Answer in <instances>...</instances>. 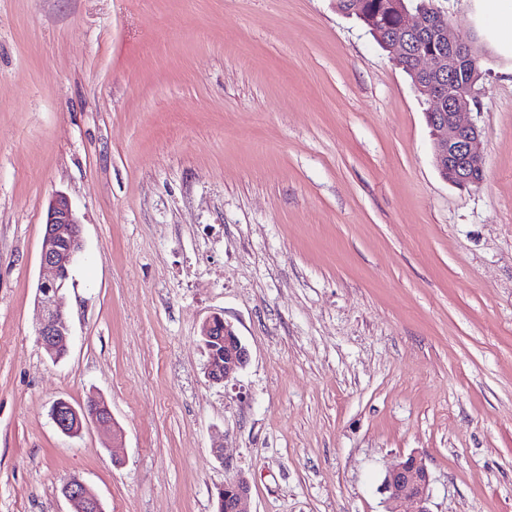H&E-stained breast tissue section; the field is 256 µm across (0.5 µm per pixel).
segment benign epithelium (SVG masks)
Listing matches in <instances>:
<instances>
[{
	"label": "benign epithelium",
	"instance_id": "1",
	"mask_svg": "<svg viewBox=\"0 0 512 512\" xmlns=\"http://www.w3.org/2000/svg\"><path fill=\"white\" fill-rule=\"evenodd\" d=\"M400 31L387 41L395 63L409 62L415 78L419 79L417 92L433 102V111L427 113L435 144L434 164L452 186H478L483 181L484 169L479 145L481 130L465 115L478 108L477 91H448L447 81L438 77L445 70L450 74L475 64L478 55L472 46L451 37L448 20L440 10L401 11ZM432 34L448 54L437 56L430 51H410L412 38ZM83 250L82 226L69 198L60 193L49 202L43 228L40 266L42 277L36 291V303L41 321L36 329L39 344L51 355L62 345L69 344V318L61 303L63 291L69 285L74 262ZM200 335L207 360L204 373L211 384H225L234 379L249 362L250 352L233 325L219 314L206 317L200 326ZM51 418L58 431L67 437H77L91 427L112 428V412L105 401L90 397L78 406L59 399L51 408ZM430 474L423 457L413 453L392 463L382 484L387 493V512H430ZM61 494L73 505L74 512H89L94 508L103 512L95 492L82 480L72 477L61 487ZM251 495L249 478L237 473L224 484V512H247Z\"/></svg>",
	"mask_w": 512,
	"mask_h": 512
}]
</instances>
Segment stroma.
<instances>
[{
  "mask_svg": "<svg viewBox=\"0 0 512 512\" xmlns=\"http://www.w3.org/2000/svg\"><path fill=\"white\" fill-rule=\"evenodd\" d=\"M452 33L482 0H435ZM480 83V186L433 164L408 76L336 0H0V512H512V48ZM84 249L67 356L37 341L49 199ZM250 351L209 384L202 321ZM97 395L122 431L62 435ZM429 488L425 459L415 453L399 458L388 467L382 484L387 493L386 512H431ZM223 488H218L221 492H224V495L220 496L219 504L217 499V512H220L219 506L221 507L223 502V512H248L246 505L251 495V484L244 473L239 472L234 475L224 484ZM61 494L73 505L74 512H89L92 508L97 512L103 511L98 496L79 478L72 477L66 480L62 484Z\"/></svg>",
  "mask_w": 512,
  "mask_h": 512,
  "instance_id": "stroma-1",
  "label": "stroma"
}]
</instances>
